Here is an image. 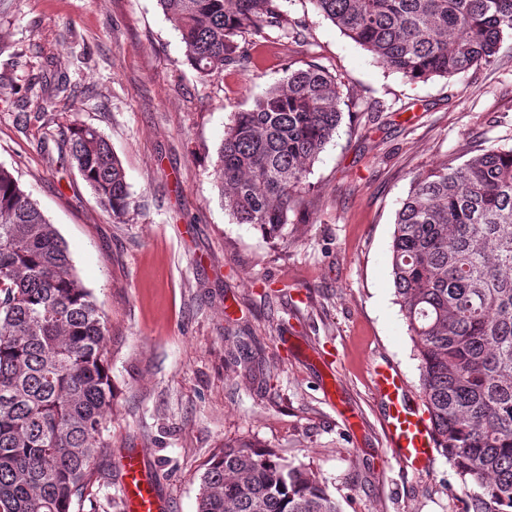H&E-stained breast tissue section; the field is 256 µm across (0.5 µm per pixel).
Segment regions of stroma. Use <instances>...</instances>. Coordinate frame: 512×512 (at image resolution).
I'll return each instance as SVG.
<instances>
[{"label": "stroma", "mask_w": 512, "mask_h": 512, "mask_svg": "<svg viewBox=\"0 0 512 512\" xmlns=\"http://www.w3.org/2000/svg\"><path fill=\"white\" fill-rule=\"evenodd\" d=\"M282 8L296 37L266 30L247 71L208 77L158 0H12L0 19V166L54 224L107 320V449L73 512H107L129 450L169 512H197L206 462L239 440L312 467L343 512H461L446 457L417 473L393 457L372 368L395 365L421 405L390 275L395 214L418 173L512 145V38L493 66L415 82L311 0ZM311 65L335 75L345 118L310 167L307 209L287 241H269L224 210L214 164L232 113ZM62 72L78 93L46 94ZM74 121L122 162L135 201L124 223L45 152ZM236 336L277 376L233 363Z\"/></svg>", "instance_id": "1"}]
</instances>
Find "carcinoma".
I'll list each match as a JSON object with an SVG mask.
<instances>
[{"mask_svg":"<svg viewBox=\"0 0 512 512\" xmlns=\"http://www.w3.org/2000/svg\"><path fill=\"white\" fill-rule=\"evenodd\" d=\"M203 77L251 64L266 28L289 34L279 0H158ZM381 67L411 80L492 65L512 38V0H311ZM335 77L288 72L224 128L216 174L235 223L285 238L310 165L342 122ZM101 208L134 200L97 129L57 144ZM396 302L419 360L438 450L465 512H512V147L416 175L391 243ZM96 297L38 203L0 166V512H72L106 449L112 410ZM198 512H342L319 474L251 443L224 445L201 475Z\"/></svg>","mask_w":512,"mask_h":512,"instance_id":"1","label":"carcinoma"}]
</instances>
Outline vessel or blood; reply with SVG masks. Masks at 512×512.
<instances>
[{"label":"vessel or blood","mask_w":512,"mask_h":512,"mask_svg":"<svg viewBox=\"0 0 512 512\" xmlns=\"http://www.w3.org/2000/svg\"><path fill=\"white\" fill-rule=\"evenodd\" d=\"M373 375L376 392L386 406L390 447L401 463L416 470L423 469L435 449L424 415L410 403L402 377L394 367H375ZM121 482L127 512H164L165 504L138 452L126 454L121 465Z\"/></svg>","instance_id":"vessel-or-blood-1"}]
</instances>
